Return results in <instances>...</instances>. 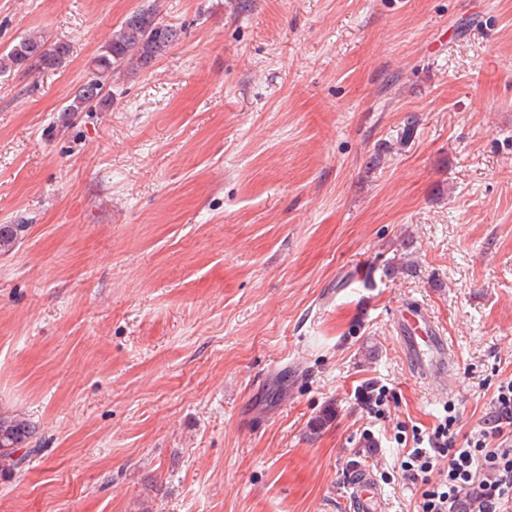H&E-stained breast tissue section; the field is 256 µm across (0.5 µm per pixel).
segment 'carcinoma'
Listing matches in <instances>:
<instances>
[{
  "label": "carcinoma",
  "instance_id": "cac0c4a2",
  "mask_svg": "<svg viewBox=\"0 0 512 512\" xmlns=\"http://www.w3.org/2000/svg\"><path fill=\"white\" fill-rule=\"evenodd\" d=\"M180 38L178 27L159 17L158 9L149 5L132 12L112 32L105 50L94 60L92 89L80 86L64 108L66 112H83L88 108H106L112 96L106 92L109 75L123 67L146 69L163 56ZM70 47L63 42L48 43L45 36L32 33L23 37L7 52L0 54V72L39 69L56 70L64 66ZM31 426L20 432L12 423L0 424V476L12 474L33 449L18 458L14 453L32 438Z\"/></svg>",
  "mask_w": 512,
  "mask_h": 512
}]
</instances>
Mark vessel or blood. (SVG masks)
I'll return each mask as SVG.
<instances>
[{
    "mask_svg": "<svg viewBox=\"0 0 512 512\" xmlns=\"http://www.w3.org/2000/svg\"><path fill=\"white\" fill-rule=\"evenodd\" d=\"M396 333L408 365L422 377L445 375L449 366L448 338L440 324L418 302L404 304L396 318ZM350 505L354 512H380L381 498L374 474L353 473Z\"/></svg>",
    "mask_w": 512,
    "mask_h": 512,
    "instance_id": "obj_1",
    "label": "vessel or blood"
}]
</instances>
